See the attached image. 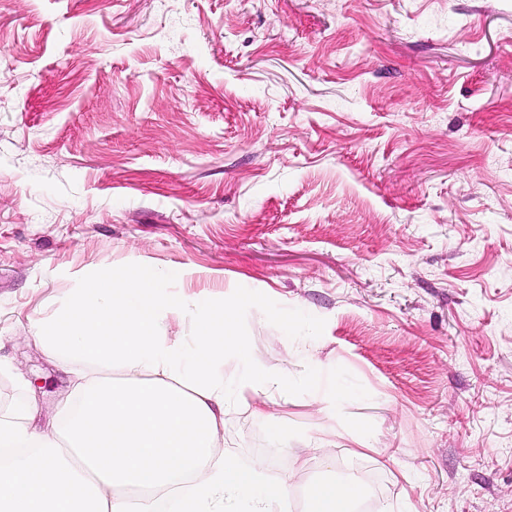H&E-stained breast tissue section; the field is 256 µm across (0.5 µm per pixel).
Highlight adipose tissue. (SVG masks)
I'll return each mask as SVG.
<instances>
[{
  "label": "adipose tissue",
  "instance_id": "obj_1",
  "mask_svg": "<svg viewBox=\"0 0 512 512\" xmlns=\"http://www.w3.org/2000/svg\"><path fill=\"white\" fill-rule=\"evenodd\" d=\"M224 301L165 292L148 270L101 272L68 303L28 323L44 354L94 363L73 378L80 400L65 423L39 428L36 398L0 413V512H288L296 476L223 450L233 396L224 355L249 358ZM185 335H172L173 323ZM352 487L310 484L308 512H353Z\"/></svg>",
  "mask_w": 512,
  "mask_h": 512
}]
</instances>
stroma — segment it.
Masks as SVG:
<instances>
[{"instance_id": "stroma-1", "label": "stroma", "mask_w": 512, "mask_h": 512, "mask_svg": "<svg viewBox=\"0 0 512 512\" xmlns=\"http://www.w3.org/2000/svg\"><path fill=\"white\" fill-rule=\"evenodd\" d=\"M208 293L259 368L224 449L359 512H512V0H0V411L103 270ZM283 426L274 433L271 421ZM240 384L254 391L258 399L250 405L252 413L258 416H269L267 402L260 398V394L273 388L279 391L288 388V378L283 375L271 374L262 369H250L242 378ZM352 485L322 481L307 489L309 512H353Z\"/></svg>"}]
</instances>
